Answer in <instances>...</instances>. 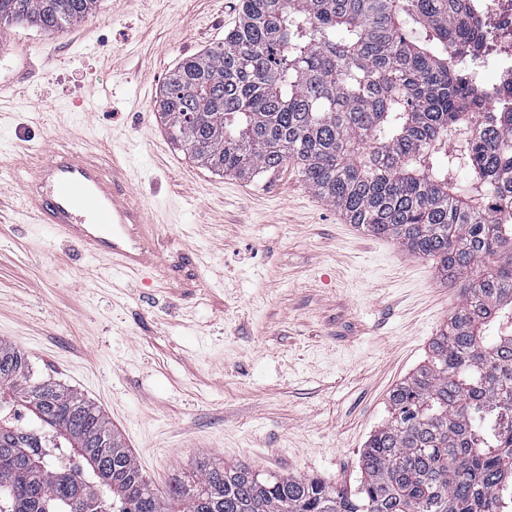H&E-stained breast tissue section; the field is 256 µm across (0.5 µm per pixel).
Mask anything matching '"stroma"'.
I'll use <instances>...</instances> for the list:
<instances>
[{
	"instance_id": "35a3bbf8",
	"label": "stroma",
	"mask_w": 512,
	"mask_h": 512,
	"mask_svg": "<svg viewBox=\"0 0 512 512\" xmlns=\"http://www.w3.org/2000/svg\"><path fill=\"white\" fill-rule=\"evenodd\" d=\"M237 21L238 0H100L60 32L0 28V340L100 409L158 489L204 455L349 487L463 290L346 223L296 166L246 181L171 142L163 83ZM77 129L126 148L169 280H98L17 213L25 162Z\"/></svg>"
}]
</instances>
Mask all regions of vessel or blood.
<instances>
[{
	"label": "vessel or blood",
	"instance_id": "1",
	"mask_svg": "<svg viewBox=\"0 0 512 512\" xmlns=\"http://www.w3.org/2000/svg\"><path fill=\"white\" fill-rule=\"evenodd\" d=\"M18 202L22 215L55 225L61 235L99 262L98 274L150 267L168 279L169 265L155 244L154 227L129 185L127 163L93 148L39 151L25 169Z\"/></svg>",
	"mask_w": 512,
	"mask_h": 512
}]
</instances>
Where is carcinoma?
<instances>
[{"instance_id": "carcinoma-1", "label": "carcinoma", "mask_w": 512, "mask_h": 512, "mask_svg": "<svg viewBox=\"0 0 512 512\" xmlns=\"http://www.w3.org/2000/svg\"><path fill=\"white\" fill-rule=\"evenodd\" d=\"M98 0H0L62 31ZM170 73L171 139L239 178L293 163L350 224L427 257L463 299L388 396L356 488L205 457L162 492L93 404L0 341V512H499L512 489V99L489 108L474 0H240ZM24 402L32 422L18 423Z\"/></svg>"}]
</instances>
